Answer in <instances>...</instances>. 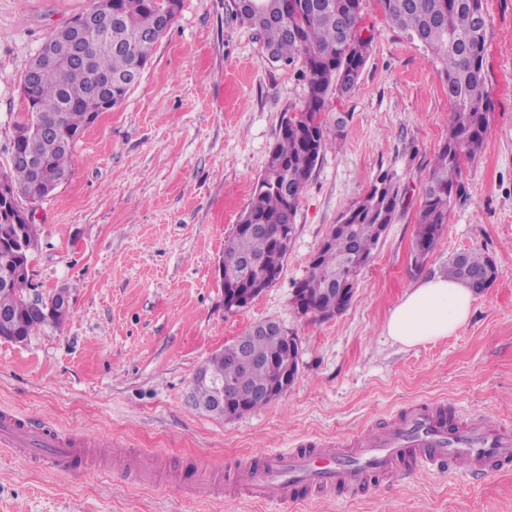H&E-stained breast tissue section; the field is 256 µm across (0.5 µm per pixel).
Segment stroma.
I'll list each match as a JSON object with an SVG mask.
<instances>
[{"label": "stroma", "mask_w": 512, "mask_h": 512, "mask_svg": "<svg viewBox=\"0 0 512 512\" xmlns=\"http://www.w3.org/2000/svg\"><path fill=\"white\" fill-rule=\"evenodd\" d=\"M93 0H0V172L9 168L21 83L49 35ZM485 71L493 106L484 149L464 165L435 248L414 260L415 215L448 135V97L433 55L362 0L372 48L356 87L330 98L346 119L304 190L282 273L246 308H224L218 267L280 135L307 87L299 64L266 60L232 0H182L124 103L75 146L69 180L38 202L31 296L67 288L64 328L0 341V409L101 442L104 469L45 470L0 450V512H512V469L469 477L426 468L353 494L294 506L225 491V463L303 439L343 442L418 401L461 421L512 425V0H484ZM400 185L396 217L340 316L300 317L296 283L330 226L380 174ZM478 248L498 267L469 321L406 347L384 330L403 295ZM273 319L300 338L287 393L227 421L189 401L197 368L252 324ZM157 468L145 483L117 465Z\"/></svg>", "instance_id": "obj_1"}]
</instances>
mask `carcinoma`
Instances as JSON below:
<instances>
[{
	"label": "carcinoma",
	"mask_w": 512,
	"mask_h": 512,
	"mask_svg": "<svg viewBox=\"0 0 512 512\" xmlns=\"http://www.w3.org/2000/svg\"><path fill=\"white\" fill-rule=\"evenodd\" d=\"M235 15L254 30L270 61L290 65L300 61L307 95L297 112L282 119L280 136L269 152L251 202L239 226L224 243L223 267L237 271L248 258H258L267 272L283 269L281 245L285 225L294 223L299 200L324 153L342 135L325 117L330 96L342 97L356 85L369 56L373 36L360 38L362 0H233ZM385 19L431 51L444 79L448 103V138L435 156L416 213L415 260L434 249L456 197L464 194L461 169L481 153L492 110L491 90L484 71L488 19L483 0H379ZM181 0H112V27L93 31L87 60L43 69L25 86L27 116L15 129L28 132L18 148L41 156L31 168L9 167L4 179L13 199L21 203L47 197L72 172V151L92 121L90 111L99 96L116 107L133 88L135 72L147 65L158 41L173 25ZM41 117L58 119L51 139L37 140L34 124ZM400 187L385 173L368 193L350 205L315 253L308 275L297 283L311 315L336 304V290L346 285L343 260L356 256L365 267L388 225L394 221ZM250 224L262 225L252 231ZM38 239L34 224L0 222V274L10 269V281L0 286V312L12 321L9 336L28 339L45 326L60 328L66 317H37L30 302L28 261L16 251L19 239ZM446 275L480 293L497 279L492 258L479 249L448 259ZM257 361L241 374L229 361L232 344L209 358L215 377L250 390L281 383L293 361L282 336L242 334Z\"/></svg>",
	"instance_id": "obj_1"
}]
</instances>
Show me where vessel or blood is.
<instances>
[{"label":"vessel or blood","instance_id":"1","mask_svg":"<svg viewBox=\"0 0 512 512\" xmlns=\"http://www.w3.org/2000/svg\"><path fill=\"white\" fill-rule=\"evenodd\" d=\"M348 452L336 443H300L289 453H267L259 461L225 466V486L264 502H298L311 492L361 490L373 482L416 469L453 466L472 476L512 463V429L481 418L449 423L445 410L419 402L400 410L385 428L353 439ZM0 447L25 449L55 472L77 473L98 462L82 437H61L55 430L31 426L14 411L0 412Z\"/></svg>","mask_w":512,"mask_h":512}]
</instances>
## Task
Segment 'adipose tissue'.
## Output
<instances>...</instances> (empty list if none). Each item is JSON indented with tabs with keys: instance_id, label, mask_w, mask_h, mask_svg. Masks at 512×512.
Segmentation results:
<instances>
[{
	"instance_id": "obj_1",
	"label": "adipose tissue",
	"mask_w": 512,
	"mask_h": 512,
	"mask_svg": "<svg viewBox=\"0 0 512 512\" xmlns=\"http://www.w3.org/2000/svg\"><path fill=\"white\" fill-rule=\"evenodd\" d=\"M476 295L462 283L441 276L410 288L387 319L385 331L405 346L453 334L468 322Z\"/></svg>"
}]
</instances>
